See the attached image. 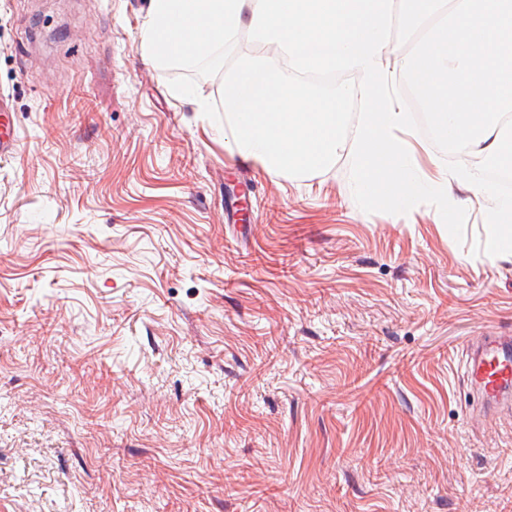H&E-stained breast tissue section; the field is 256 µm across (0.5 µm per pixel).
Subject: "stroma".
I'll list each match as a JSON object with an SVG mask.
<instances>
[{
    "label": "stroma",
    "mask_w": 512,
    "mask_h": 512,
    "mask_svg": "<svg viewBox=\"0 0 512 512\" xmlns=\"http://www.w3.org/2000/svg\"><path fill=\"white\" fill-rule=\"evenodd\" d=\"M151 0H0V512H512V334L471 186L361 210L249 163L143 47ZM469 392L485 413L512 402V336H474L463 361Z\"/></svg>",
    "instance_id": "obj_1"
}]
</instances>
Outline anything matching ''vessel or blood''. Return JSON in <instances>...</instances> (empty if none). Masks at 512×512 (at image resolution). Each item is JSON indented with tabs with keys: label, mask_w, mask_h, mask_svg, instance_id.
I'll use <instances>...</instances> for the list:
<instances>
[{
	"label": "vessel or blood",
	"mask_w": 512,
	"mask_h": 512,
	"mask_svg": "<svg viewBox=\"0 0 512 512\" xmlns=\"http://www.w3.org/2000/svg\"><path fill=\"white\" fill-rule=\"evenodd\" d=\"M463 366L469 391L485 412L512 403V335L473 337Z\"/></svg>",
	"instance_id": "obj_1"
}]
</instances>
